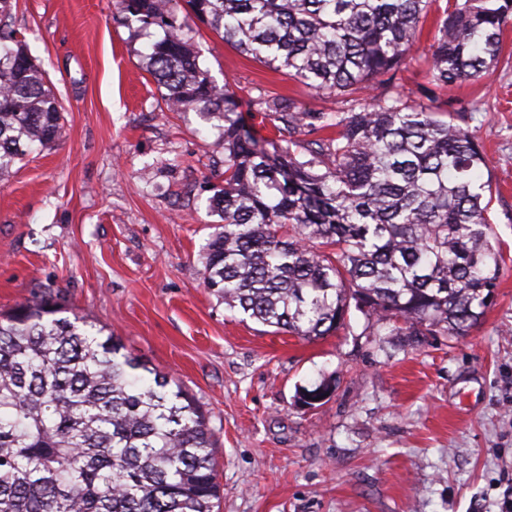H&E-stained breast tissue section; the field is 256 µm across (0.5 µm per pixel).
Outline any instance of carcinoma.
Returning a JSON list of instances; mask_svg holds the SVG:
<instances>
[{
    "instance_id": "cac0c4a2",
    "label": "carcinoma",
    "mask_w": 512,
    "mask_h": 512,
    "mask_svg": "<svg viewBox=\"0 0 512 512\" xmlns=\"http://www.w3.org/2000/svg\"><path fill=\"white\" fill-rule=\"evenodd\" d=\"M432 2L186 0L224 42L315 94H357L332 113L261 95L256 111L275 132L263 138L200 66L175 23L179 0H117L126 24L164 29L145 69L166 108L219 130L224 178L208 203L222 223L201 279L227 309L307 340L348 325L353 307L406 336H465L481 320L500 277L482 149L440 119L433 95H362L413 59ZM10 7L0 0V177L34 144L52 145L63 121ZM511 16L512 0H447L430 84L479 83ZM61 312L45 296L0 314V512H213L216 441L201 407L119 338ZM335 389L324 378L299 402Z\"/></svg>"
}]
</instances>
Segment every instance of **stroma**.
Wrapping results in <instances>:
<instances>
[{
	"mask_svg": "<svg viewBox=\"0 0 512 512\" xmlns=\"http://www.w3.org/2000/svg\"><path fill=\"white\" fill-rule=\"evenodd\" d=\"M11 25L63 108L59 140L0 177V312L43 294L169 373L217 439L218 512H506L512 504V22L500 63L441 91L477 138L502 256L491 307L463 337L267 332L203 287L208 208L224 149L194 112L168 111L144 57L164 32L124 24L115 0H12ZM177 22L249 125L259 94L333 112L178 9ZM336 390L303 407L302 388Z\"/></svg>",
	"mask_w": 512,
	"mask_h": 512,
	"instance_id": "1",
	"label": "stroma"
}]
</instances>
